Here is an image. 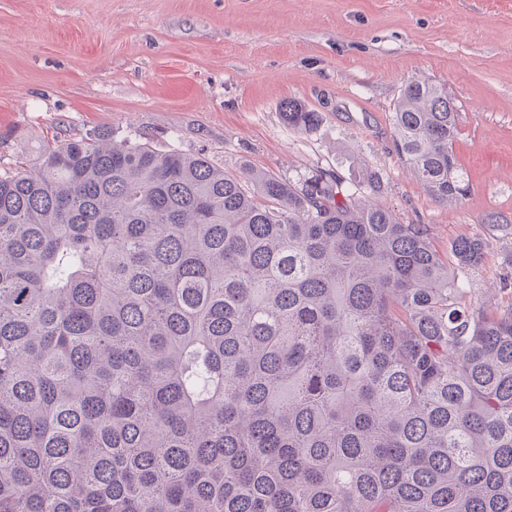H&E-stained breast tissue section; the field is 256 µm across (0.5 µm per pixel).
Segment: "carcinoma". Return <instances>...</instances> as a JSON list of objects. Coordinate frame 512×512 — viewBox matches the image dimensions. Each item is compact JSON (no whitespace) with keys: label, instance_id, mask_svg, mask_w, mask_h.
I'll use <instances>...</instances> for the list:
<instances>
[{"label":"carcinoma","instance_id":"obj_1","mask_svg":"<svg viewBox=\"0 0 512 512\" xmlns=\"http://www.w3.org/2000/svg\"><path fill=\"white\" fill-rule=\"evenodd\" d=\"M456 117L418 79L393 110L438 203L468 192ZM351 181L105 131L0 166V512H512V305L466 302L485 242L443 258Z\"/></svg>","mask_w":512,"mask_h":512}]
</instances>
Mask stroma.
Wrapping results in <instances>:
<instances>
[{
  "label": "stroma",
  "instance_id": "obj_1",
  "mask_svg": "<svg viewBox=\"0 0 512 512\" xmlns=\"http://www.w3.org/2000/svg\"><path fill=\"white\" fill-rule=\"evenodd\" d=\"M412 77L457 105L461 202L435 203L395 151ZM287 99L319 125L289 129ZM101 131L293 180L369 168L441 254L484 238L472 304L512 301V0H0V161Z\"/></svg>",
  "mask_w": 512,
  "mask_h": 512
}]
</instances>
